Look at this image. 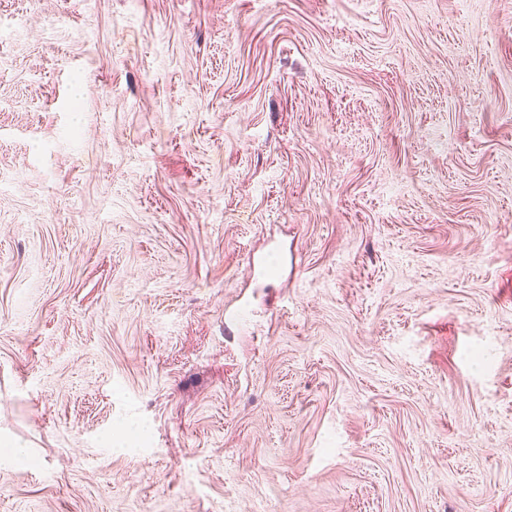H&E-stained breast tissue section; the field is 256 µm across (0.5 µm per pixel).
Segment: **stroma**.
<instances>
[{
    "label": "stroma",
    "instance_id": "obj_1",
    "mask_svg": "<svg viewBox=\"0 0 512 512\" xmlns=\"http://www.w3.org/2000/svg\"><path fill=\"white\" fill-rule=\"evenodd\" d=\"M0 21V512H512V0Z\"/></svg>",
    "mask_w": 512,
    "mask_h": 512
}]
</instances>
